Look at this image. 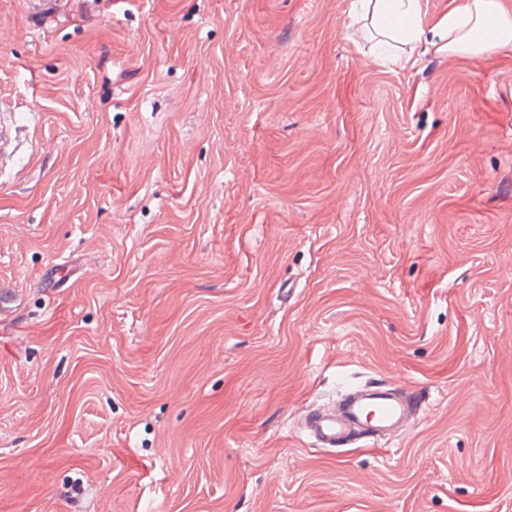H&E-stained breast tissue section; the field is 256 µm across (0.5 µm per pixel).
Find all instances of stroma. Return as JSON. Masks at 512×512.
Returning a JSON list of instances; mask_svg holds the SVG:
<instances>
[{
	"label": "stroma",
	"instance_id": "1",
	"mask_svg": "<svg viewBox=\"0 0 512 512\" xmlns=\"http://www.w3.org/2000/svg\"><path fill=\"white\" fill-rule=\"evenodd\" d=\"M351 2L0 0V512H512V45ZM354 9L362 19H369L379 39L378 57L392 63L408 62L400 54V44L419 41L426 33L421 0H353ZM414 392L382 385L350 388L330 413L304 410L306 437L320 448H338L362 439H389L418 416Z\"/></svg>",
	"mask_w": 512,
	"mask_h": 512
}]
</instances>
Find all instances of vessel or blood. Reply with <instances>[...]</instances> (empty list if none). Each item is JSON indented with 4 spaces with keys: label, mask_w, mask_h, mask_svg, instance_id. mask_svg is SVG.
Instances as JSON below:
<instances>
[{
    "label": "vessel or blood",
    "mask_w": 512,
    "mask_h": 512,
    "mask_svg": "<svg viewBox=\"0 0 512 512\" xmlns=\"http://www.w3.org/2000/svg\"><path fill=\"white\" fill-rule=\"evenodd\" d=\"M415 393L382 385L349 389L330 413L304 411V430L314 444L335 448L362 439L381 441L407 427L418 415Z\"/></svg>",
    "instance_id": "obj_1"
}]
</instances>
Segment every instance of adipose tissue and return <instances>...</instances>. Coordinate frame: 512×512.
Returning <instances> with one entry per match:
<instances>
[{
  "label": "adipose tissue",
  "mask_w": 512,
  "mask_h": 512,
  "mask_svg": "<svg viewBox=\"0 0 512 512\" xmlns=\"http://www.w3.org/2000/svg\"><path fill=\"white\" fill-rule=\"evenodd\" d=\"M353 6L376 31L383 59L392 63L403 61L402 44L421 40L429 30L452 55H478L512 44V12L501 0H464L429 30L421 0H353Z\"/></svg>",
  "instance_id": "adipose-tissue-1"
}]
</instances>
